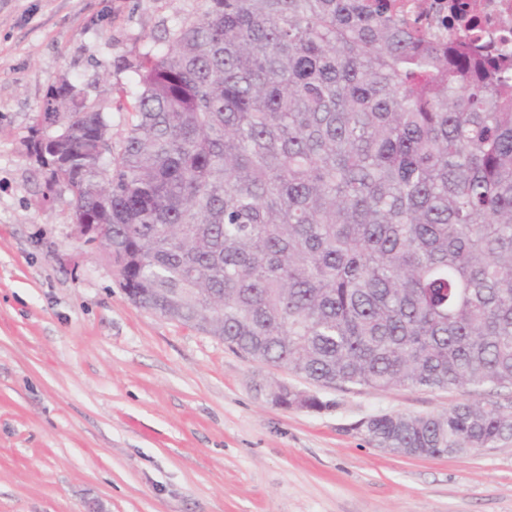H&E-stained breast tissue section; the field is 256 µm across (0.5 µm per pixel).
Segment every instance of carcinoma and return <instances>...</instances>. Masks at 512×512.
I'll return each instance as SVG.
<instances>
[{"label":"carcinoma","instance_id":"1","mask_svg":"<svg viewBox=\"0 0 512 512\" xmlns=\"http://www.w3.org/2000/svg\"><path fill=\"white\" fill-rule=\"evenodd\" d=\"M388 0H202L129 64L138 91L41 106L27 155L123 287L321 385L512 389V72ZM206 307L208 323L196 320ZM419 457L512 440L494 400L383 414Z\"/></svg>","mask_w":512,"mask_h":512}]
</instances>
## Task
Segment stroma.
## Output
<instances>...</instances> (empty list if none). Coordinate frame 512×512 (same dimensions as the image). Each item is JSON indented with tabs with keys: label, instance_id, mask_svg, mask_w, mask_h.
Wrapping results in <instances>:
<instances>
[{
	"label": "stroma",
	"instance_id": "obj_1",
	"mask_svg": "<svg viewBox=\"0 0 512 512\" xmlns=\"http://www.w3.org/2000/svg\"><path fill=\"white\" fill-rule=\"evenodd\" d=\"M200 0H0V512H512V441L408 458L360 422L486 388H323L284 409L257 380L309 383L128 300L80 242L72 196L26 155L40 106L69 80L136 91L129 62Z\"/></svg>",
	"mask_w": 512,
	"mask_h": 512
}]
</instances>
